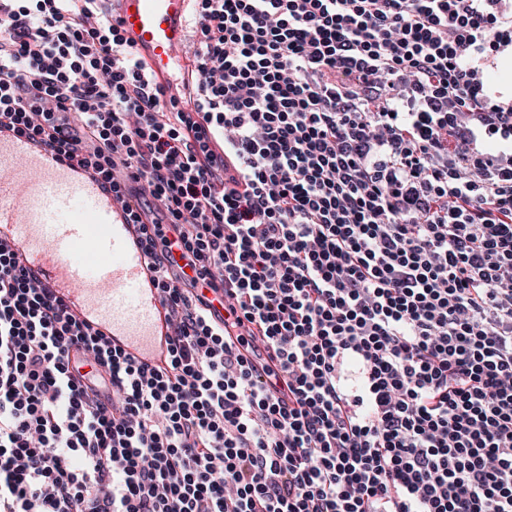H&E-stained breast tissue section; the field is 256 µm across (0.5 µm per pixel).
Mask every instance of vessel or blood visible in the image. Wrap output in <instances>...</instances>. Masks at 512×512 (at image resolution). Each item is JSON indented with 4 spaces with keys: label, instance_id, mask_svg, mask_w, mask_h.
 I'll list each match as a JSON object with an SVG mask.
<instances>
[{
    "label": "vessel or blood",
    "instance_id": "vessel-or-blood-1",
    "mask_svg": "<svg viewBox=\"0 0 512 512\" xmlns=\"http://www.w3.org/2000/svg\"><path fill=\"white\" fill-rule=\"evenodd\" d=\"M190 0H113L132 50L168 84L186 62ZM142 213L140 224L151 223ZM129 212L90 168L0 131V239L82 321L139 360L166 350V307Z\"/></svg>",
    "mask_w": 512,
    "mask_h": 512
}]
</instances>
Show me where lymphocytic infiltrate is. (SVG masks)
<instances>
[{
  "label": "lymphocytic infiltrate",
  "instance_id": "1",
  "mask_svg": "<svg viewBox=\"0 0 512 512\" xmlns=\"http://www.w3.org/2000/svg\"><path fill=\"white\" fill-rule=\"evenodd\" d=\"M193 20L169 96L111 0H0V127L139 181L228 298L162 273L150 366L0 242V512H512V0ZM201 288V292L205 296L207 310L211 313V322L218 324L224 328V291L220 288Z\"/></svg>",
  "mask_w": 512,
  "mask_h": 512
}]
</instances>
